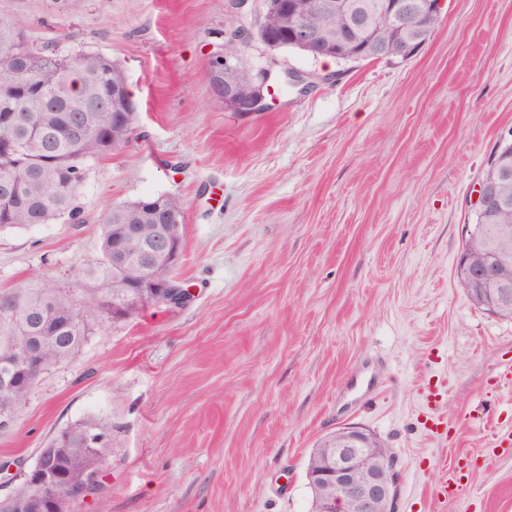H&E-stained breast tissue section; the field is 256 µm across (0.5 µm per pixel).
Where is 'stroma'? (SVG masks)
<instances>
[{"mask_svg":"<svg viewBox=\"0 0 512 512\" xmlns=\"http://www.w3.org/2000/svg\"><path fill=\"white\" fill-rule=\"evenodd\" d=\"M34 43L121 63L135 130L91 159L83 221L0 231V290L48 281L78 304L101 215L165 194L184 211L177 276L194 298L102 317L52 366L0 461L108 426L101 491L70 512H310L317 441L345 423L399 454V512H512V319L456 278L475 191L512 130V0H447L406 60L359 63L235 41L262 0H0ZM272 68L262 112L209 86L215 56ZM311 74L290 85L288 71ZM448 431L424 427L429 391ZM459 464L454 491L436 489Z\"/></svg>","mask_w":512,"mask_h":512,"instance_id":"35a3bbf8","label":"stroma"}]
</instances>
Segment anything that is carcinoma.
I'll list each match as a JSON object with an SVG mask.
<instances>
[{
  "label": "carcinoma",
  "instance_id": "cac0c4a2",
  "mask_svg": "<svg viewBox=\"0 0 512 512\" xmlns=\"http://www.w3.org/2000/svg\"><path fill=\"white\" fill-rule=\"evenodd\" d=\"M301 5V16L313 27L345 28L338 16H326L312 8L313 0H295ZM291 14L266 11L261 27L270 30L291 28ZM417 16L404 26L394 28L386 19L371 31L353 28L338 44V59L344 62L375 41L386 44L394 56L424 44L427 38L415 40ZM82 61V86L69 96L65 89L76 61ZM126 73L120 64L97 54H64L56 44L40 47L30 42L26 31L9 16L0 13V183L9 180L23 184V197L16 200L0 193V229L27 228L50 224L65 218L73 224L83 222L78 205V190L86 175V161L108 154V150L125 143L133 127L122 119L123 107L112 99V88L126 86ZM83 121L86 133L71 134L69 125ZM113 141L110 149L104 142ZM512 169V154L500 149L488 160L484 179H489L497 165ZM497 194L507 199V206L475 213L474 223L489 225L483 235H471L463 249L473 264L481 263L486 247L496 242L494 225L512 227V176L497 180ZM168 207L174 212L170 224L162 225L157 212L141 206V200L113 206L101 219L98 265L87 271L91 283L90 300L75 305L59 290L45 281H32L17 287L32 307L46 308L42 327L31 332L40 337L44 363L51 367L76 356L89 340L93 328L108 313L112 304L126 306L127 316L136 315L140 307L125 295L115 293L113 282L120 271L112 262V249L120 243L123 225H140V238L128 244L131 256L141 255L146 244L161 229L184 241V211L181 203L168 196ZM26 332L18 323L0 321V414L15 415L26 404L28 394L15 389L5 377H20L35 386L42 373L27 370L19 357L12 337ZM93 427L108 437L107 427L90 420L75 424L53 436L43 446L51 470L66 480L64 492L79 498L82 490L100 483L106 465L109 441L97 449L87 448L84 432ZM34 488L25 479L14 483L12 490L0 496V512H15L16 504L31 497Z\"/></svg>",
  "mask_w": 512,
  "mask_h": 512
}]
</instances>
